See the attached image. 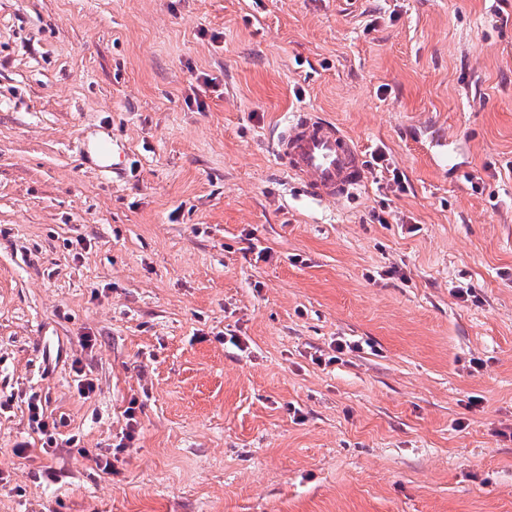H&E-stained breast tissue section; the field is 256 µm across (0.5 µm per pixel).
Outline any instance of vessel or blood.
I'll return each mask as SVG.
<instances>
[{
    "instance_id": "vessel-or-blood-1",
    "label": "vessel or blood",
    "mask_w": 512,
    "mask_h": 512,
    "mask_svg": "<svg viewBox=\"0 0 512 512\" xmlns=\"http://www.w3.org/2000/svg\"><path fill=\"white\" fill-rule=\"evenodd\" d=\"M273 150L290 180L317 202H336L367 181L361 151L333 120L320 113H293L278 131Z\"/></svg>"
}]
</instances>
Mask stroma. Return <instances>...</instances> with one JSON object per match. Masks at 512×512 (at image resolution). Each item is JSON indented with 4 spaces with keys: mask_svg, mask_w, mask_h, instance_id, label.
<instances>
[{
    "mask_svg": "<svg viewBox=\"0 0 512 512\" xmlns=\"http://www.w3.org/2000/svg\"><path fill=\"white\" fill-rule=\"evenodd\" d=\"M510 430L512 0H0V512H512ZM273 150L289 179L314 201H340L367 182L355 141L319 112L293 113L273 140Z\"/></svg>",
    "mask_w": 512,
    "mask_h": 512,
    "instance_id": "1",
    "label": "stroma"
}]
</instances>
